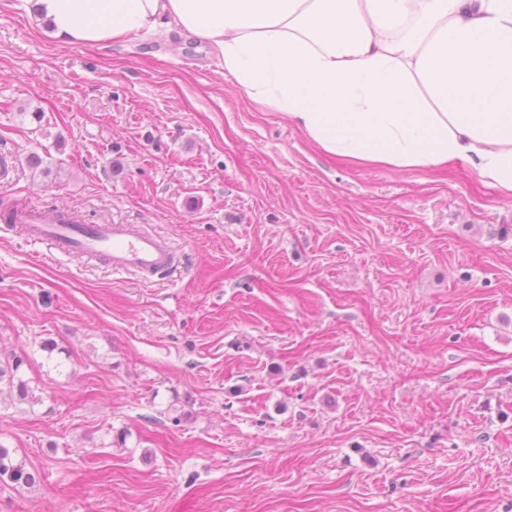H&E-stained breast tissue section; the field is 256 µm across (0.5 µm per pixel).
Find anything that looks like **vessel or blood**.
Wrapping results in <instances>:
<instances>
[{
	"label": "vessel or blood",
	"instance_id": "1",
	"mask_svg": "<svg viewBox=\"0 0 512 512\" xmlns=\"http://www.w3.org/2000/svg\"><path fill=\"white\" fill-rule=\"evenodd\" d=\"M27 239L77 258H99L117 271L154 273L173 260L167 243L134 224H79L65 210L31 208L18 216Z\"/></svg>",
	"mask_w": 512,
	"mask_h": 512
}]
</instances>
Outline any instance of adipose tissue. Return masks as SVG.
<instances>
[{
    "mask_svg": "<svg viewBox=\"0 0 512 512\" xmlns=\"http://www.w3.org/2000/svg\"><path fill=\"white\" fill-rule=\"evenodd\" d=\"M66 42L167 25L326 155L466 165L512 199V0H36Z\"/></svg>",
    "mask_w": 512,
    "mask_h": 512,
    "instance_id": "obj_1",
    "label": "adipose tissue"
}]
</instances>
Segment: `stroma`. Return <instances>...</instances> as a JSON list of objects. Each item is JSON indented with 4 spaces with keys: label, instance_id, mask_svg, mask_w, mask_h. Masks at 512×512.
<instances>
[{
    "label": "stroma",
    "instance_id": "1",
    "mask_svg": "<svg viewBox=\"0 0 512 512\" xmlns=\"http://www.w3.org/2000/svg\"><path fill=\"white\" fill-rule=\"evenodd\" d=\"M41 119H34V112ZM0 209L138 224L117 273L0 223V512H512V201L315 148L157 30L0 0ZM39 155L40 166L28 163ZM4 476L13 483L24 485L31 484L35 480V475L28 472L22 462H15L8 449L0 447V478Z\"/></svg>",
    "mask_w": 512,
    "mask_h": 512
}]
</instances>
